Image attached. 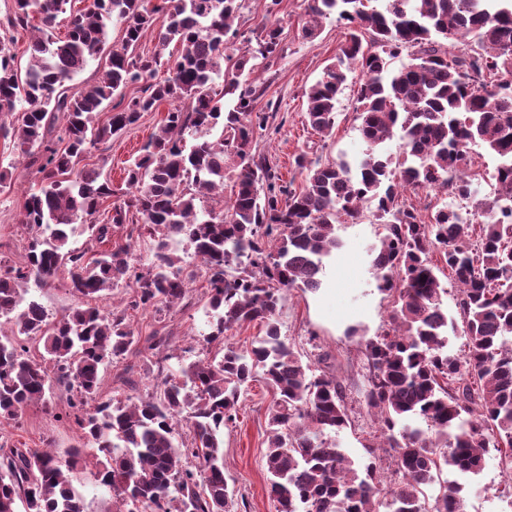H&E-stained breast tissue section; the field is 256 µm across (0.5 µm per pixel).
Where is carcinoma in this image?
Returning <instances> with one entry per match:
<instances>
[{
  "instance_id": "cac0c4a2",
  "label": "carcinoma",
  "mask_w": 512,
  "mask_h": 512,
  "mask_svg": "<svg viewBox=\"0 0 512 512\" xmlns=\"http://www.w3.org/2000/svg\"><path fill=\"white\" fill-rule=\"evenodd\" d=\"M241 2L165 0L152 54L137 52L158 11L148 0H89L70 14L63 39L54 29L70 0H14L0 16V137L13 141L39 180L17 218L33 230L23 260L0 265V319L14 325L0 334V417L19 420L59 385L81 430L80 446L64 462L46 448L11 447L0 456V512H16L18 500L27 512H84L71 477L89 459L95 480L120 500L119 512H237L221 429L235 419L241 387L258 375L274 394L265 465L277 512H465L459 479L478 475L492 452L512 472V0H382L379 7L307 0L304 36L314 37L332 14L348 30L306 93L307 121L333 135L338 95L358 69L356 120L367 149L352 161L297 155L306 173L299 191L281 185L278 165L254 151L255 131L276 113L254 111L250 61L273 62L281 32L267 25L256 46L227 53ZM113 20L122 40L95 82L69 85L106 50ZM29 27L36 35L21 72L14 33ZM467 36L475 43L449 51ZM173 42L180 54L158 80L161 51ZM404 51L407 61L391 67ZM138 83L141 94L125 98L123 90ZM115 97L120 102L98 122ZM162 102L170 109L126 168L127 192L99 220L112 183L78 167L81 156ZM395 138L401 152L385 154ZM471 144L497 160L492 197L478 198ZM227 178L234 183L229 202L202 206ZM416 189L451 201L425 219L406 200ZM366 204L384 230L372 262L376 288L392 298L386 326L362 341L365 407L376 413L399 474L387 490L374 450L359 465L345 451L341 435L351 420L340 382L315 373L282 338L279 321L283 292L320 288L324 261L341 245L336 224L360 219ZM125 224L152 241L140 269L127 244L70 247L79 226L102 244L110 226ZM174 230L203 264L206 341L224 345L223 355L166 375L144 399L114 404L102 398L100 369L131 350L125 314L86 304L52 321L22 285L65 274L73 294L89 301L132 282L127 306L161 312L188 286L168 248ZM435 252L459 288L457 320L444 308ZM252 322L263 335L245 347L224 342ZM459 327L464 343L456 352L448 336ZM28 341L39 357L28 355ZM165 342L153 332L138 356H156ZM178 421L191 435L194 468L175 445Z\"/></svg>"
}]
</instances>
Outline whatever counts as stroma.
Segmentation results:
<instances>
[{"label":"stroma","mask_w":512,"mask_h":512,"mask_svg":"<svg viewBox=\"0 0 512 512\" xmlns=\"http://www.w3.org/2000/svg\"><path fill=\"white\" fill-rule=\"evenodd\" d=\"M305 8V0H282L276 7L270 6L269 0H244L235 21L239 30L236 46L240 49L256 39L262 25L273 23L282 31L281 52L273 65L259 66L256 71L264 93L255 107L273 108L276 117L269 130L256 133L255 149L276 161L283 183L296 189L304 184L303 174L294 165L301 151L325 160L343 153L358 155L365 149L355 119L360 72L350 74L339 96V116L332 137H320L306 122V93L339 52L346 29L330 17L323 20L316 37L304 38L301 28ZM168 109L164 103L143 113L130 130L86 154L83 166L104 169L114 189H123L125 168L162 123ZM15 159L10 142L0 139V172L5 175L0 181V260L12 263L23 255L29 237L27 229L18 224L17 215L34 187L32 176L15 167ZM336 233L342 246L326 262L321 289L315 293L298 289L284 292L281 331L286 341L307 355L314 369L333 373L341 382L352 418V426L344 434V446L354 460L362 461L367 447L375 442L379 426L362 406L367 380L360 343L382 330L390 311L387 298L376 287L370 255L371 248L379 243L381 228L367 216L356 223L338 224ZM177 253L185 274L191 277L185 300L167 312L127 310L136 343H143L154 329L163 327L169 335L168 344L160 350L156 363L149 366L132 352L104 363L103 392L113 402L125 403L151 394L161 378V369L175 370L209 355L203 340L209 331L205 272L187 242H180ZM26 290L28 298L38 301L52 318H61L79 303L63 277L42 285L28 282ZM125 373L134 379V386L122 382ZM271 400L261 383L250 384L241 394L237 419L221 433L226 480L245 500L247 512H275L264 460ZM68 411L66 391L54 387L48 404L29 406L19 421L0 418V438L18 446L48 448L59 460H66L80 438ZM466 512H512V482L504 477L496 458H488L483 471L474 478Z\"/></svg>","instance_id":"stroma-1"}]
</instances>
